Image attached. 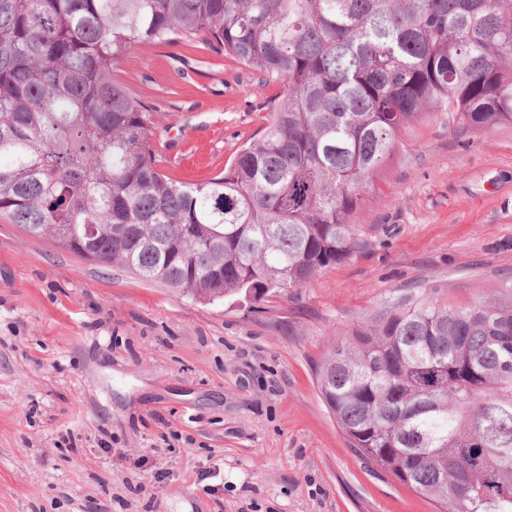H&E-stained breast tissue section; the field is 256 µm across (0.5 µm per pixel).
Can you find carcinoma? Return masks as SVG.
Instances as JSON below:
<instances>
[{"label":"carcinoma","instance_id":"1","mask_svg":"<svg viewBox=\"0 0 512 512\" xmlns=\"http://www.w3.org/2000/svg\"><path fill=\"white\" fill-rule=\"evenodd\" d=\"M173 44L284 82L204 183L159 169L115 80L132 47ZM439 110L512 124V0H0V214L200 302L347 259L399 130ZM317 381L349 447L440 512H512V280L464 309L394 299Z\"/></svg>","mask_w":512,"mask_h":512}]
</instances>
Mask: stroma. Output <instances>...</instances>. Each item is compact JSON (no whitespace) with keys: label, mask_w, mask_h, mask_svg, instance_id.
I'll list each match as a JSON object with an SVG mask.
<instances>
[{"label":"stroma","mask_w":512,"mask_h":512,"mask_svg":"<svg viewBox=\"0 0 512 512\" xmlns=\"http://www.w3.org/2000/svg\"><path fill=\"white\" fill-rule=\"evenodd\" d=\"M116 79L172 179L229 167L282 96L244 64L133 47ZM303 288L200 303L0 215V512H438L349 448L316 369L390 299L466 308L512 279V125L404 126Z\"/></svg>","instance_id":"obj_1"}]
</instances>
